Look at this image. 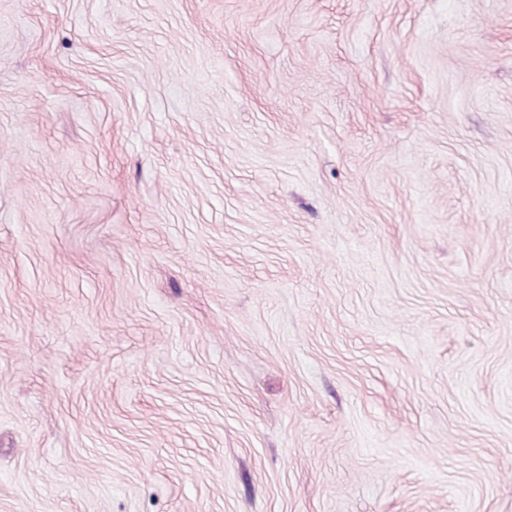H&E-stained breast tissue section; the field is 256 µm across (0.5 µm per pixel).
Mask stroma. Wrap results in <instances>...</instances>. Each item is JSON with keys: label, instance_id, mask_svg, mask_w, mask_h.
Wrapping results in <instances>:
<instances>
[{"label": "stroma", "instance_id": "1", "mask_svg": "<svg viewBox=\"0 0 512 512\" xmlns=\"http://www.w3.org/2000/svg\"><path fill=\"white\" fill-rule=\"evenodd\" d=\"M0 512H512V0H0Z\"/></svg>", "mask_w": 512, "mask_h": 512}]
</instances>
